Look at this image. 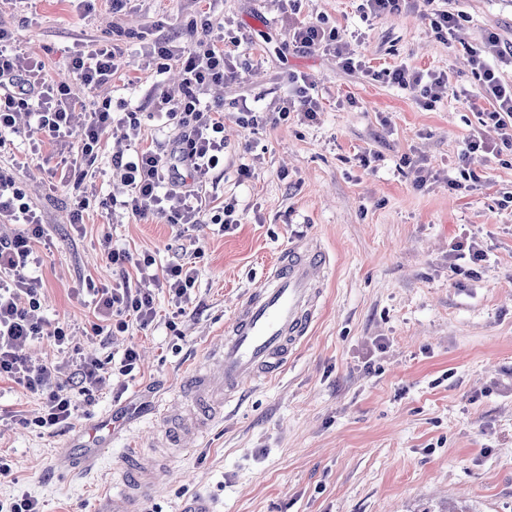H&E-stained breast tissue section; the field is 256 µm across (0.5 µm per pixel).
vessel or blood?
<instances>
[{"label":"vessel or blood","instance_id":"1","mask_svg":"<svg viewBox=\"0 0 512 512\" xmlns=\"http://www.w3.org/2000/svg\"><path fill=\"white\" fill-rule=\"evenodd\" d=\"M330 265V254L318 240L293 242L269 267L264 287L237 304L223 336L207 346L205 365L189 370L180 384L181 392L198 404V414L178 420L168 407L157 409L158 420L168 424L176 445L200 439L227 404L239 400L247 387L268 379L305 341L322 306L323 291L316 277ZM107 440L103 427L92 428L78 463L62 460L59 468L93 467L105 454ZM124 455L130 470L118 485L112 512H129L135 502L151 499L159 487L156 474L165 468L141 448L125 449Z\"/></svg>","mask_w":512,"mask_h":512}]
</instances>
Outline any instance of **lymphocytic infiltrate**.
Segmentation results:
<instances>
[{"instance_id":"lymphocytic-infiltrate-1","label":"lymphocytic infiltrate","mask_w":512,"mask_h":512,"mask_svg":"<svg viewBox=\"0 0 512 512\" xmlns=\"http://www.w3.org/2000/svg\"><path fill=\"white\" fill-rule=\"evenodd\" d=\"M198 17L200 37L178 47L159 39L150 49L162 59L177 60L182 70L180 97L164 92L154 97V117L176 130L174 137L154 149L135 145L141 128L140 112L128 111L117 117L109 105L88 107L67 84L46 82L42 64L25 54L9 52L11 36L0 28V137L16 133L17 115L26 112L61 149L76 147L70 167L78 170L98 158L109 135L121 133L135 145L133 153L112 157L113 169L131 188L127 200L121 203L123 209L141 218L162 213L169 223L191 228L208 218L221 230L233 229L238 224L234 203H225L214 214L209 199L201 193L203 184L224 169L223 109L206 104L204 96L211 85L232 79L233 49L223 36L215 34L209 12L199 11ZM500 52L499 40L491 35L482 49L471 52L469 62L481 82L483 98L493 105L492 116L501 131V142L511 148L512 84L503 83L486 61L487 55ZM124 65L116 45L79 48L69 61L71 72L91 90L111 84ZM2 220L19 225L20 230L13 238L0 240V381H11L40 395L44 413L36 418V425L62 430L71 426L75 417L76 396L93 399L103 379L104 365L98 359L80 356L61 327L55 330L53 339L64 355L62 363L47 367L30 362L26 348L41 333L31 313L40 307L43 297L42 281L30 270L41 263L38 246L47 241L49 227L29 202L14 170L0 167ZM101 246L113 267L122 272L127 264H134L140 278L137 283L125 281L112 288L87 283L86 292L98 314L116 318L111 326L94 325L96 335L126 330L132 320L148 328L156 317L154 289H168L180 303L189 299L196 273L192 261L170 264L158 274L152 270V256L132 258L128 252L113 249L107 235Z\"/></svg>"}]
</instances>
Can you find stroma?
Wrapping results in <instances>:
<instances>
[{
  "instance_id": "1",
  "label": "stroma",
  "mask_w": 512,
  "mask_h": 512,
  "mask_svg": "<svg viewBox=\"0 0 512 512\" xmlns=\"http://www.w3.org/2000/svg\"><path fill=\"white\" fill-rule=\"evenodd\" d=\"M361 3L297 0L291 15L284 0H219L215 17L225 37L247 31L253 40L236 50V78L204 97L224 107V172L207 190L237 203L241 222L228 232L215 224L195 230L204 255L184 315L163 289L148 328L133 322L107 341L91 329L97 317L81 288L112 282L103 234L133 257L153 256L160 270L190 246L164 216L102 210L101 200L128 192L112 173L121 136L109 138L85 181L89 199L78 229L70 221L78 191L59 147L33 126L7 136L0 165L22 160L21 185L53 238L34 271L44 285L35 313L44 335L29 346L32 361L61 362L50 334L62 325L84 355L106 364L133 345L141 361L135 376L107 375L95 400L80 403L72 427L56 434L32 423L42 408L37 394L0 381V411L31 420L0 425V456L11 462L0 474V502L25 494L42 512H103L121 477L123 449L151 447L164 435L152 418L156 403L180 405L182 374L200 363L239 301L262 286L291 241L314 238L332 262L321 274L324 305L311 335L275 377L226 409L193 452L163 450L172 474L161 477L148 512L202 504L214 512H512V203L503 201L512 192V151L465 152L472 135L494 144L500 138L469 51L491 33L512 46V0H404L400 11L369 19ZM199 8L198 0H131L116 13L111 0L86 8L76 0H0V26L25 55L44 62L48 80L72 87V51L111 43L113 28L131 31L123 46L129 67L111 88L80 95L110 102L115 112L140 109L139 145L147 148L174 134L150 115L155 90L176 96L181 83L176 60L162 74L142 68L137 35L184 45ZM437 10L459 15L452 33L432 31ZM292 19L338 28L362 68L345 69L333 52H299L289 39ZM400 66L447 75L453 95L425 105L421 88L386 79ZM292 72L316 87V120L293 112L258 130L237 123L242 104L286 98ZM464 95L470 104L461 103ZM32 138L41 139V154L29 160ZM363 155L369 165L360 163ZM244 163L251 178L238 173ZM421 167L434 175L423 187ZM464 170L477 182L449 189ZM467 238L488 254L475 279L451 269L453 244ZM171 320L176 330L168 329ZM106 416L120 435L99 463L88 473L59 470L70 441Z\"/></svg>"
}]
</instances>
